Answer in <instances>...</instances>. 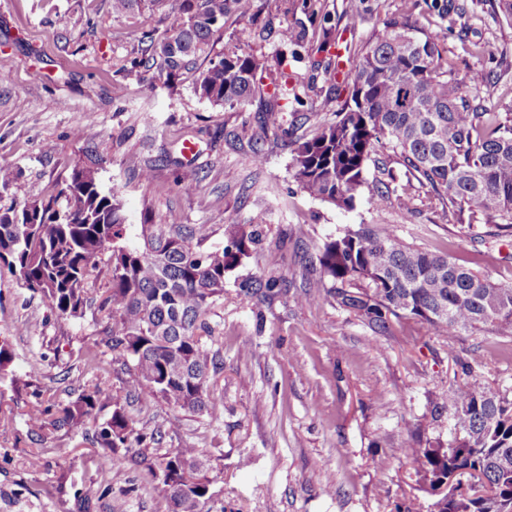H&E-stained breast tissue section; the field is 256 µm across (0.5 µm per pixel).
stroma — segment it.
Wrapping results in <instances>:
<instances>
[{
	"mask_svg": "<svg viewBox=\"0 0 512 512\" xmlns=\"http://www.w3.org/2000/svg\"><path fill=\"white\" fill-rule=\"evenodd\" d=\"M418 20L443 34L441 64L467 94L491 112H512V23L490 0H253L248 16L234 14L210 43V56L246 49L260 61L261 92L289 74L284 125L309 137L335 120L349 94L324 71L329 59H353L386 23ZM178 10L152 15L112 13L111 0H0V54L11 70L0 79V206H21L57 195L83 143L74 129L94 118L108 155L99 169L104 191L118 190L127 238L140 246L144 216L155 223L206 225L200 247L225 243L229 224L262 223V240L224 281V298L210 314L216 347L224 355L217 417L174 412L157 402L126 398L112 353L98 346L92 315L63 320L48 300L21 288L0 270V338L15 358L19 387L0 397V512H167L162 486L124 450L97 447L83 433L33 436L27 424L32 393L66 404L86 385L102 383L101 416L123 401L139 429L159 441L145 456L171 448H197L213 480L208 512H395L396 505L428 506L417 491L403 448L432 394L453 377L449 350L471 362L494 390L512 395V336L466 332L454 346L422 324H394L376 336L332 301H300L302 264L315 261L329 237L368 224L389 227L408 243L444 249L495 283L512 282V244L476 222L461 227L444 216L429 186L406 174L391 149L378 148L366 177L382 187L381 203L360 197L350 210L314 199L292 177V154L273 130L256 121L258 100L229 109L195 92L209 58L175 79L138 67L141 36L177 28ZM305 33L297 60L278 32ZM288 65H281V56ZM44 78L32 80V70ZM489 82L473 87L474 72ZM264 142L262 167L249 162ZM153 164V181L139 173ZM388 167L391 178L380 169ZM195 192L186 193L182 184ZM285 280L287 296L270 301L244 296L242 284ZM249 357H242V350ZM43 459L32 468V454ZM390 455L379 472L376 458ZM121 479L106 483L108 463ZM70 465L67 480L61 466ZM334 472L336 493L323 489Z\"/></svg>",
	"mask_w": 512,
	"mask_h": 512,
	"instance_id": "1",
	"label": "stroma"
}]
</instances>
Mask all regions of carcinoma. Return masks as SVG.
<instances>
[{
  "label": "carcinoma",
  "mask_w": 512,
  "mask_h": 512,
  "mask_svg": "<svg viewBox=\"0 0 512 512\" xmlns=\"http://www.w3.org/2000/svg\"><path fill=\"white\" fill-rule=\"evenodd\" d=\"M170 1L183 23L171 33L158 36L152 29L143 35L148 66L169 79L209 54L227 15L246 16L252 6V0H112V13L153 12ZM442 40L416 21L387 26L362 47L342 79L351 94L336 121L310 138H296L280 124L285 87L270 96L259 122L281 132L293 155L294 181L315 199L353 208L369 190L368 162L385 145L447 200L458 221L468 220L470 228L481 218L499 236L512 237V113L473 103L441 67ZM259 66L246 53L211 58L195 92L216 106L244 104L254 95ZM94 126L89 119L74 130V139L87 147L61 189L66 210L51 200L0 207V266L22 287L44 295L62 319L97 311L105 321L102 342L124 367L128 395L213 417L221 405L215 380L224 360L220 350L208 348L206 317L224 299L225 275L254 251L260 225L229 224L224 247L204 251L198 242L207 235L205 226L166 230L147 219L143 246H127L118 193L99 183L108 148ZM106 252L109 278L96 299L90 291ZM317 260L319 278L305 284L303 300L327 296L377 335L395 321L426 324L448 342L454 361L453 341L463 332L512 335V283H494L446 252L406 243L389 228L346 229L323 243ZM328 282L331 287L318 292ZM282 288L259 279L244 292L265 301ZM461 369L469 379L436 396L418 424L424 428L448 414V441L413 439L404 456L430 499L427 512H512V397L485 386L466 365ZM6 381L18 387L11 346L0 339V383ZM102 395L95 384L57 408L37 397L27 423L36 434L91 427L94 442L109 450L148 447L154 437L136 429L119 403L98 421ZM149 467L161 478L168 512H203L212 479L199 449L157 453Z\"/></svg>",
  "instance_id": "carcinoma-1"
}]
</instances>
